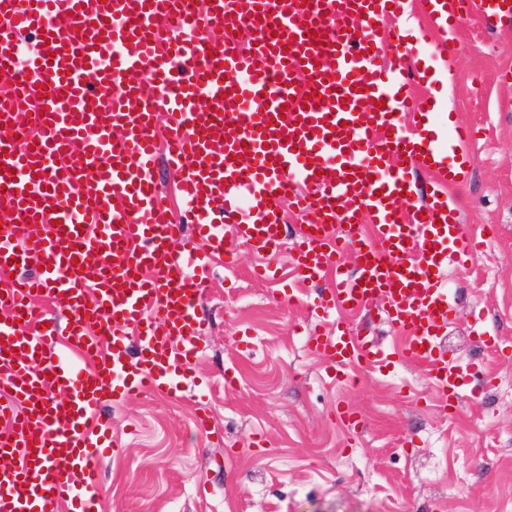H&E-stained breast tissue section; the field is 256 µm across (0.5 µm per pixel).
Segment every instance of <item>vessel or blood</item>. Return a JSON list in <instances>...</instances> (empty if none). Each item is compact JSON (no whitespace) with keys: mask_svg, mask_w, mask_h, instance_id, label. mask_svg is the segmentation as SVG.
I'll return each instance as SVG.
<instances>
[{"mask_svg":"<svg viewBox=\"0 0 512 512\" xmlns=\"http://www.w3.org/2000/svg\"><path fill=\"white\" fill-rule=\"evenodd\" d=\"M412 2L449 62L460 25L478 11L496 22L504 0H211L202 40L185 36L181 0H0V77L12 82L0 93V512H96L99 465L114 449L103 408L180 390L211 260L236 261L218 201L228 217L249 211L235 236L262 255L281 246L291 204L305 223L297 272L336 283L325 313L385 300L398 345L340 321L315 327L307 346L329 369L420 364L456 409L442 272L467 265L479 241L446 186L464 180L475 136L463 124L444 139L427 132L435 101L407 92L430 82L420 43L391 60L379 45V25L405 19ZM247 28L259 36L239 45ZM27 34L37 49L15 59ZM308 94L316 105L304 106ZM162 156L196 242L183 241L162 197ZM418 169L435 176L423 199ZM31 258L42 273L19 275ZM43 298L60 317L36 313Z\"/></svg>","mask_w":512,"mask_h":512,"instance_id":"vessel-or-blood-1","label":"vessel or blood"}]
</instances>
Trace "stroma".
Returning <instances> with one entry per match:
<instances>
[{
	"instance_id": "obj_1",
	"label": "stroma",
	"mask_w": 512,
	"mask_h": 512,
	"mask_svg": "<svg viewBox=\"0 0 512 512\" xmlns=\"http://www.w3.org/2000/svg\"><path fill=\"white\" fill-rule=\"evenodd\" d=\"M458 39L454 61L430 60L450 77L452 105L432 122L441 133L453 120L478 133L452 193L462 224L486 240L467 268L443 272L457 309L444 343L459 374L455 412L422 367L398 362L350 385L310 354L305 338L329 284L294 276L299 219L289 213L272 261L292 297L279 280L253 279L258 257L243 243L236 267L216 266L203 286L195 367L210 385L208 428L195 423L188 385L105 407L119 450L101 464L98 512H512V358L483 343L512 349V20L490 27L470 17ZM383 306L370 301L345 321L393 344ZM229 370L236 385L224 383ZM341 403L364 416L362 432L337 420ZM255 433L265 451L252 450Z\"/></svg>"
}]
</instances>
